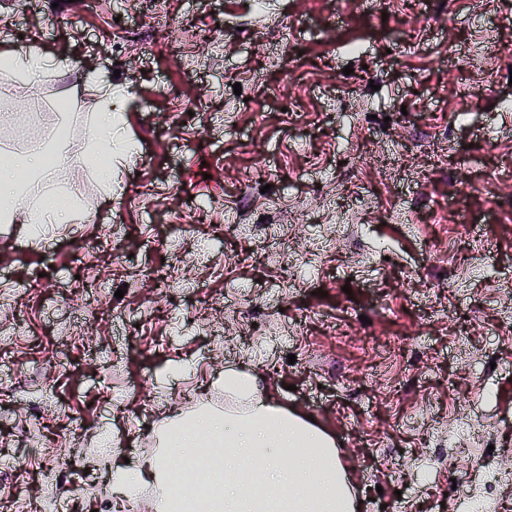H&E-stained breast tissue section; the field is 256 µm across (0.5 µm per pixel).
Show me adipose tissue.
<instances>
[{
	"instance_id": "adipose-tissue-1",
	"label": "adipose tissue",
	"mask_w": 512,
	"mask_h": 512,
	"mask_svg": "<svg viewBox=\"0 0 512 512\" xmlns=\"http://www.w3.org/2000/svg\"><path fill=\"white\" fill-rule=\"evenodd\" d=\"M14 183L0 174V218L8 224H68L76 220L67 198L48 192L35 206L12 202ZM224 390L243 408L223 414L193 412L191 419L166 423L159 431L160 449L144 465L131 470L112 469V485L126 501L142 487H151L156 502L168 512H182L184 503L172 492L173 457L192 459L204 440L232 448L224 467V481L205 512H356L338 452L331 438L318 427L272 404L260 395L255 378L247 372L224 374ZM304 454L293 464L284 459L292 449Z\"/></svg>"
}]
</instances>
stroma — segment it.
I'll return each mask as SVG.
<instances>
[{"mask_svg": "<svg viewBox=\"0 0 512 512\" xmlns=\"http://www.w3.org/2000/svg\"><path fill=\"white\" fill-rule=\"evenodd\" d=\"M488 33L493 70L512 0H0V54L44 62L0 91V161L64 157L24 195L48 178L86 215L0 223V472L20 512H115L111 483L65 490L55 459L99 473L106 439L116 463L152 457L167 421L227 408L229 369L332 435L364 512H512V85L464 113L456 96ZM106 151L108 182L88 163ZM262 218L286 235L229 229ZM436 254L452 287L423 273ZM158 275L190 286L160 295Z\"/></svg>", "mask_w": 512, "mask_h": 512, "instance_id": "1", "label": "stroma"}]
</instances>
